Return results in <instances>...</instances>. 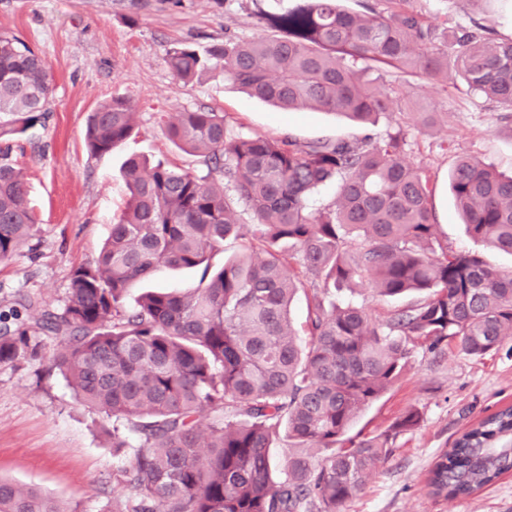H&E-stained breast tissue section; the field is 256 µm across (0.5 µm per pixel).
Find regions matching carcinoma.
Instances as JSON below:
<instances>
[{"label": "carcinoma", "mask_w": 512, "mask_h": 512, "mask_svg": "<svg viewBox=\"0 0 512 512\" xmlns=\"http://www.w3.org/2000/svg\"><path fill=\"white\" fill-rule=\"evenodd\" d=\"M298 0L283 13L259 9L255 40L225 36L200 52L188 44L165 63L185 84L218 74L285 110L318 109L357 125L385 117L374 141H304L234 131L224 113L196 108L163 120L168 141L201 173L134 156L124 211L98 257L75 268L60 312L21 302L0 314V363L43 359L76 396L112 422L113 473L124 496L112 512H344L389 457V434L348 436L359 413L406 372L418 346L446 345L471 358L512 338V273L482 254L437 242L430 176L404 157L395 70L448 81V53L467 91L512 121V39L477 23L439 29L415 0ZM43 58L0 33V262L33 237L28 178L10 142L34 137L50 111ZM137 103L114 96L87 120L90 153L132 135ZM339 180L336 200L310 198ZM449 188L467 234L512 254V176L457 157ZM252 212L241 221L235 201ZM244 251L214 265L229 240ZM162 268L199 272L193 288L150 291L132 309L134 282ZM385 298L417 295L374 322L336 302L345 288ZM307 297L304 336L290 306ZM207 414L208 422L199 417ZM416 410L394 423L415 428ZM512 408L484 418L434 462L428 486L469 496L512 470ZM288 452L275 462L273 448ZM0 512H80L34 487L0 478Z\"/></svg>", "instance_id": "carcinoma-1"}]
</instances>
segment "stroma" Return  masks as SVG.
Segmentation results:
<instances>
[{
	"mask_svg": "<svg viewBox=\"0 0 512 512\" xmlns=\"http://www.w3.org/2000/svg\"><path fill=\"white\" fill-rule=\"evenodd\" d=\"M439 27L477 17L502 37H512V0H489L480 11L458 0H418ZM252 0H0V31L21 37L52 75L51 111L20 162L29 199L39 216L34 237L11 261L0 263V312L31 298L60 309L71 273L92 261L108 237L127 196L125 161L134 154L195 165L165 138L161 116L199 107L221 112L243 134L294 135L305 140L386 136L379 120L370 129L316 110L281 112L222 78L177 80L167 50L186 43L198 50L225 34L260 37L250 16ZM387 79L404 92L408 112H429L412 128L405 154L432 181L446 178L458 156L471 155L512 173V124L498 121L492 104L469 94L456 73L447 88L399 72ZM126 95L138 104L132 136L109 154L90 155L84 133L102 101ZM437 238L460 251H480L512 272V254L482 248L466 235L452 196L436 194ZM48 361L0 364V476L51 493L81 512H110L112 424L76 400ZM512 406V339L499 352L475 360L455 349H415L406 373L354 422L352 434L389 431L407 410L419 424L392 440V455L366 481L345 512H512V473L469 498H433L425 480L435 457L489 414Z\"/></svg>",
	"mask_w": 512,
	"mask_h": 512,
	"instance_id": "35a3bbf8",
	"label": "stroma"
}]
</instances>
